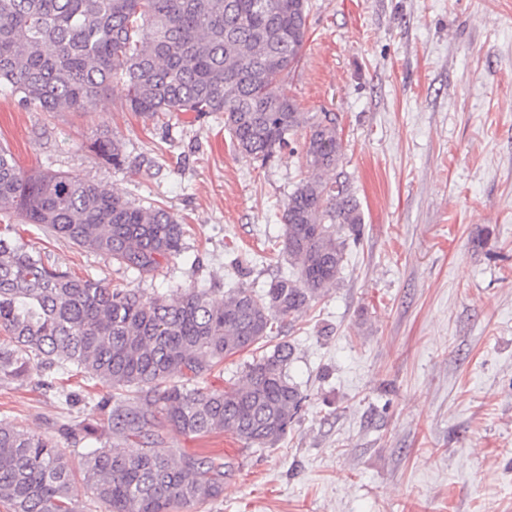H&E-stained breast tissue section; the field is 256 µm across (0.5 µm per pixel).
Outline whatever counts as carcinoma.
I'll return each mask as SVG.
<instances>
[{
    "label": "carcinoma",
    "mask_w": 512,
    "mask_h": 512,
    "mask_svg": "<svg viewBox=\"0 0 512 512\" xmlns=\"http://www.w3.org/2000/svg\"><path fill=\"white\" fill-rule=\"evenodd\" d=\"M307 0H0V89L26 109L88 110L126 87L132 112L224 114L242 156L266 163L306 126L304 178L288 196L282 252L295 268L256 292L210 289L175 297L112 288L45 264L0 228V375L23 379L33 365L112 388L114 441L88 448L80 471L99 512H203L224 492V457L176 455L164 434H227L263 447L283 437L305 401L288 376L293 349L279 344L245 365L243 383L205 390L199 380L224 359L267 338L278 320L303 314L336 283L344 228L358 240L363 217L347 181L336 114L299 111L283 88L301 59ZM98 156L125 163L122 144L103 137ZM38 224L56 237L152 277L181 255L184 225L64 172H25L0 147V216ZM135 438L129 454L116 439ZM75 473L52 439L0 422V506L5 512H88Z\"/></svg>",
    "instance_id": "obj_1"
}]
</instances>
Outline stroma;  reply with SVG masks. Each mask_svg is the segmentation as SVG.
Returning <instances> with one entry per match:
<instances>
[{"instance_id":"stroma-1","label":"stroma","mask_w":512,"mask_h":512,"mask_svg":"<svg viewBox=\"0 0 512 512\" xmlns=\"http://www.w3.org/2000/svg\"><path fill=\"white\" fill-rule=\"evenodd\" d=\"M308 39L284 89L332 112L364 219L338 279L266 348L289 343L305 396L285 436L246 446L175 431L167 447L223 455L208 512H512V0H309ZM126 163H102L99 137ZM298 129L267 164L242 157L220 113L129 111L113 81L89 112H36L0 91V147L21 169L65 172L185 224L182 254L152 277L19 224L45 262L172 297L263 290L293 274L274 244L300 180ZM0 378V420L96 447L61 426L105 425L108 387L60 373ZM79 394L66 403L59 389ZM98 156L112 167L119 168L125 163V155L122 144L110 137L104 136L95 144Z\"/></svg>"}]
</instances>
